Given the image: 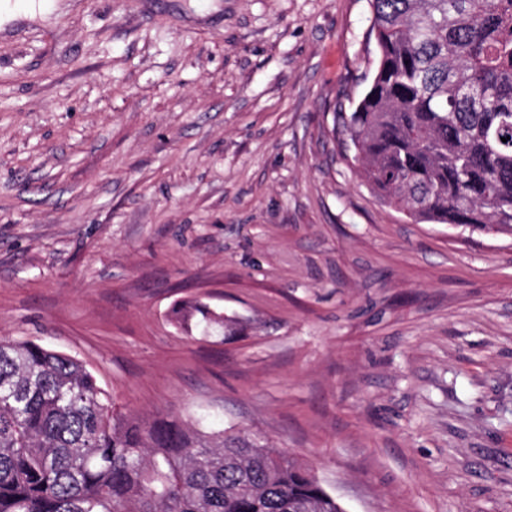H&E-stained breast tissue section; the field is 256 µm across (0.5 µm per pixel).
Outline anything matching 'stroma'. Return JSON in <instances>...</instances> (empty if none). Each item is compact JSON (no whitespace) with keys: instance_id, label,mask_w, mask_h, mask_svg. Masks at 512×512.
I'll list each match as a JSON object with an SVG mask.
<instances>
[{"instance_id":"obj_1","label":"stroma","mask_w":512,"mask_h":512,"mask_svg":"<svg viewBox=\"0 0 512 512\" xmlns=\"http://www.w3.org/2000/svg\"><path fill=\"white\" fill-rule=\"evenodd\" d=\"M369 0L0 20V339L122 412L257 432L345 512H512V236L415 223L338 120ZM197 299L231 336L171 320Z\"/></svg>"}]
</instances>
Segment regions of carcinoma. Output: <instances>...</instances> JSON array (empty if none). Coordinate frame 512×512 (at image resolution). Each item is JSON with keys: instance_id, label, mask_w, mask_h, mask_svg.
I'll return each mask as SVG.
<instances>
[{"instance_id": "carcinoma-1", "label": "carcinoma", "mask_w": 512, "mask_h": 512, "mask_svg": "<svg viewBox=\"0 0 512 512\" xmlns=\"http://www.w3.org/2000/svg\"><path fill=\"white\" fill-rule=\"evenodd\" d=\"M379 54L345 122L378 199L512 235V0H369ZM208 334L235 320L179 301ZM0 512H341L266 438L116 409L76 357L0 340Z\"/></svg>"}]
</instances>
